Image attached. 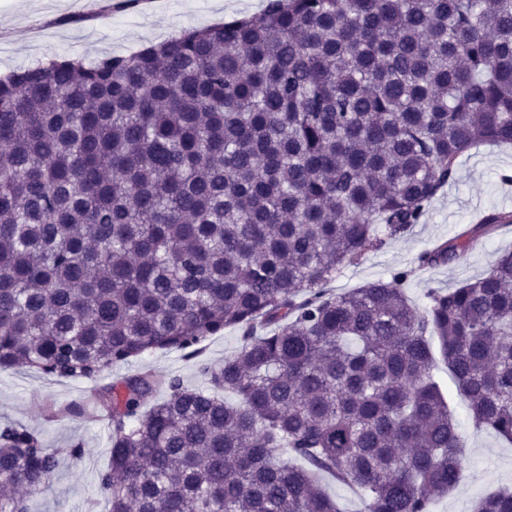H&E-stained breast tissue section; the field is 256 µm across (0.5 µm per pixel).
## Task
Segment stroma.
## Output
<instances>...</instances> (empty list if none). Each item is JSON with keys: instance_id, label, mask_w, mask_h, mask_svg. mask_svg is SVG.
Wrapping results in <instances>:
<instances>
[{"instance_id": "obj_1", "label": "stroma", "mask_w": 512, "mask_h": 512, "mask_svg": "<svg viewBox=\"0 0 512 512\" xmlns=\"http://www.w3.org/2000/svg\"><path fill=\"white\" fill-rule=\"evenodd\" d=\"M112 0H101L99 18L67 15L51 0H0V75L44 58L71 56L84 63L110 55H122L170 36L171 29L206 27L218 18L252 16L262 11L265 0H163L162 5L140 11L112 12ZM512 173V147H481L460 158L458 180L433 200L425 223L406 236L367 252L330 283L339 293L389 277L398 268H411L406 294L415 303L425 301L428 289L448 287L488 271L499 254L512 250V224H504L485 236L474 249L453 262L433 268H417V255L448 239L471 223L476 212H512V183H502V173ZM241 344L237 331L208 338L198 358L179 352L156 351L129 365H117L101 378L63 380L25 369L0 371V421H12L37 432L48 448L80 445L82 467L61 457L48 488L30 503L31 512H108L99 495L97 475L110 464L111 441L96 390L117 378L148 372L162 384L177 377L185 386L199 384V362L222 363ZM84 408L71 414L72 405ZM455 416L467 439L461 479L447 497L436 500L433 512H472L483 495L512 489V445L490 431L476 430L462 402H455Z\"/></svg>"}]
</instances>
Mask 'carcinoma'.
Masks as SVG:
<instances>
[{
    "mask_svg": "<svg viewBox=\"0 0 512 512\" xmlns=\"http://www.w3.org/2000/svg\"><path fill=\"white\" fill-rule=\"evenodd\" d=\"M512 144V0H267L95 65L0 76V370L95 379L148 352L237 353L201 385L122 377L109 512H431L473 425L512 444V251L431 288L327 285L425 222L458 159ZM505 212L417 257L446 265ZM229 393L240 400L224 398ZM58 466L0 424V512ZM474 512H512V491ZM324 482L326 484L327 490L337 501L339 508L343 512H357L360 509V503L355 493H352L350 490L346 489L342 485L337 484L336 481H332L329 478H325Z\"/></svg>",
    "mask_w": 512,
    "mask_h": 512,
    "instance_id": "cac0c4a2",
    "label": "carcinoma"
}]
</instances>
